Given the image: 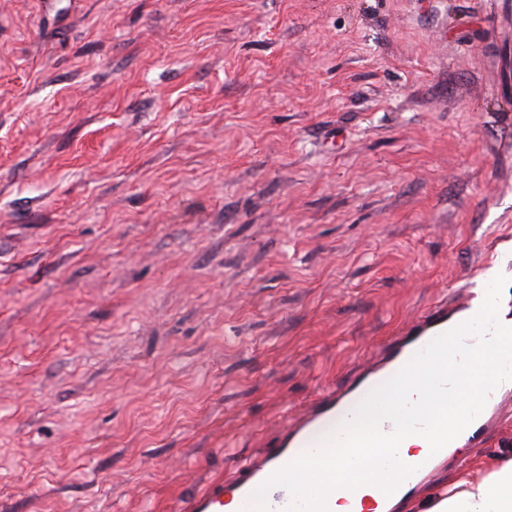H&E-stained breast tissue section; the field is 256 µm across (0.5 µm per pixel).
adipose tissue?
Instances as JSON below:
<instances>
[{"label":"adipose tissue","mask_w":512,"mask_h":512,"mask_svg":"<svg viewBox=\"0 0 512 512\" xmlns=\"http://www.w3.org/2000/svg\"><path fill=\"white\" fill-rule=\"evenodd\" d=\"M432 360L410 369L396 382L381 388L378 404L370 409H356L351 426L361 433H370L373 420L383 416L396 422H405L412 401L433 402L444 413L437 436L422 431L404 432L393 447L372 441L363 449L361 457L337 455L336 482H324L323 461L295 465L282 472L283 480L297 490L325 502L328 512H371L376 493L365 482L366 477L383 474L387 462L397 469H405L436 455V437L455 438L468 412L483 399V389L491 380L490 368L499 359L512 353V336H492L480 343L472 356V366L465 383L448 398L436 397L431 387L434 375L456 363L463 353L455 340L435 347ZM482 477L470 472L458 473L448 490L430 496L425 512H512V458H499L485 464Z\"/></svg>","instance_id":"obj_1"}]
</instances>
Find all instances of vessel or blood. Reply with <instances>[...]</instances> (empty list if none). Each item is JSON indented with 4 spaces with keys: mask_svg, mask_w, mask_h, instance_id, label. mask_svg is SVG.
Masks as SVG:
<instances>
[{
    "mask_svg": "<svg viewBox=\"0 0 512 512\" xmlns=\"http://www.w3.org/2000/svg\"><path fill=\"white\" fill-rule=\"evenodd\" d=\"M478 321L491 323L496 329H512V310L503 312L496 302L482 304L469 298L452 310L442 304L436 305L367 359L343 390L320 396L308 412L294 419L270 452L238 466L230 480L207 484L183 504V512H224V498L228 495L234 496L245 508L258 490L265 494L266 512H323L296 488L288 486L281 478L282 471L300 461L309 463L335 457L340 451L359 454L364 446L362 440L355 437L338 442L321 440L317 437L318 432L335 425L337 417L355 403L374 402L376 391L383 383L401 377L408 369L420 364L429 350L447 335H455L461 345L471 346L470 329ZM493 372L494 381L487 386L482 403L469 412L456 436L459 445L476 441L497 420L502 409L512 406V376L498 366ZM432 422L430 403L416 402L404 427L427 430ZM401 428L384 419L376 433L393 444ZM422 474L419 468L407 470L398 479L382 483L380 498L410 494Z\"/></svg>",
    "mask_w": 512,
    "mask_h": 512,
    "instance_id": "vessel-or-blood-1",
    "label": "vessel or blood"
}]
</instances>
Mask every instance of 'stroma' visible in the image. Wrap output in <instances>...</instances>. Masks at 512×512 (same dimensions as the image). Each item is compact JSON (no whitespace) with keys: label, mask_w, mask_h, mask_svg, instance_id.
<instances>
[{"label":"stroma","mask_w":512,"mask_h":512,"mask_svg":"<svg viewBox=\"0 0 512 512\" xmlns=\"http://www.w3.org/2000/svg\"><path fill=\"white\" fill-rule=\"evenodd\" d=\"M507 252L512 0H0V512H179Z\"/></svg>","instance_id":"obj_1"}]
</instances>
